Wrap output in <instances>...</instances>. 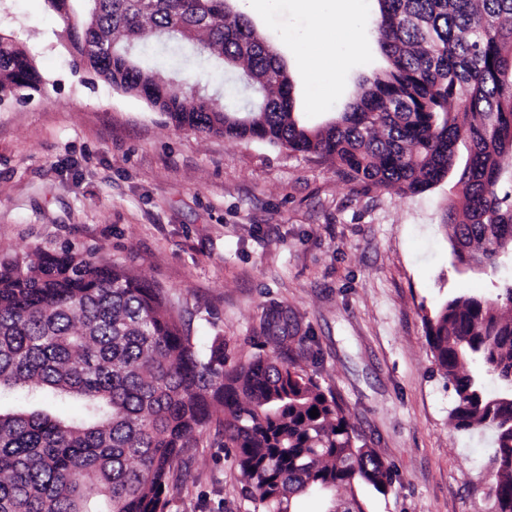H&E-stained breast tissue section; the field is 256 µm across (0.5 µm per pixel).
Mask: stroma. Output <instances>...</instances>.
I'll list each match as a JSON object with an SVG mask.
<instances>
[{
	"label": "stroma",
	"mask_w": 512,
	"mask_h": 512,
	"mask_svg": "<svg viewBox=\"0 0 512 512\" xmlns=\"http://www.w3.org/2000/svg\"><path fill=\"white\" fill-rule=\"evenodd\" d=\"M287 62L296 106L319 125L353 102L384 58L363 0L358 51L329 103L315 105L295 46L313 30L296 0L267 13L229 0ZM41 81L0 101V260L71 250L160 288L199 349L294 356L346 410L392 472L367 512H493L490 438L458 432L426 320L457 292L494 295L507 269L469 270L452 254L447 184L403 195L351 182L329 161L261 141L175 128L146 100L72 63L65 22L47 0H0V36ZM185 90L257 100L239 72L187 60ZM288 318L287 346L264 320ZM222 410L172 465L161 512H253L240 492Z\"/></svg>",
	"instance_id": "obj_1"
}]
</instances>
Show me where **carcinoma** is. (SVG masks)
I'll use <instances>...</instances> for the list:
<instances>
[{
  "instance_id": "obj_1",
  "label": "carcinoma",
  "mask_w": 512,
  "mask_h": 512,
  "mask_svg": "<svg viewBox=\"0 0 512 512\" xmlns=\"http://www.w3.org/2000/svg\"><path fill=\"white\" fill-rule=\"evenodd\" d=\"M68 21L74 64L125 92L144 91L177 128L259 140L330 160L344 177L403 194L444 181L453 255L512 262V0H378L387 65L353 103L310 128L285 65L224 0H47ZM154 39L190 41L259 89L256 112L187 102L126 55ZM32 61L0 37V100L35 88ZM428 344L453 385L454 427L490 432L495 512H512V277L493 297L450 296L427 319ZM36 407L0 410V512H159L169 473L213 410L236 449L253 512H295L308 492L341 488L328 512H366L358 489L392 483L335 395L293 361H228L224 340L201 352L162 291L129 270L71 251L0 261V392ZM76 399L82 414L49 405ZM318 409V417L310 411Z\"/></svg>"
}]
</instances>
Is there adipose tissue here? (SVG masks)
<instances>
[{"label": "adipose tissue", "mask_w": 512, "mask_h": 512, "mask_svg": "<svg viewBox=\"0 0 512 512\" xmlns=\"http://www.w3.org/2000/svg\"><path fill=\"white\" fill-rule=\"evenodd\" d=\"M315 19L312 36L299 45L297 59L313 82L315 100H331L355 46L360 0H298Z\"/></svg>", "instance_id": "ef3b65f1"}]
</instances>
